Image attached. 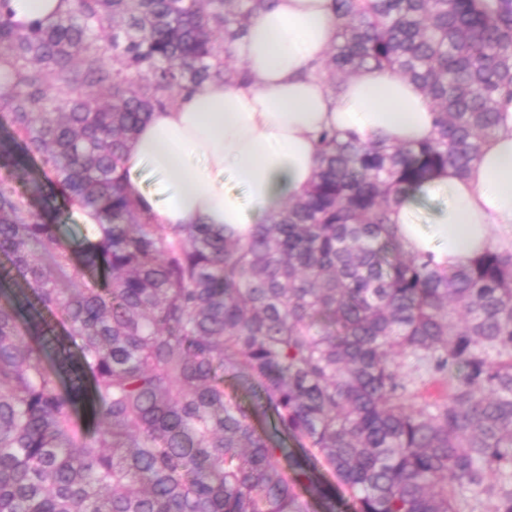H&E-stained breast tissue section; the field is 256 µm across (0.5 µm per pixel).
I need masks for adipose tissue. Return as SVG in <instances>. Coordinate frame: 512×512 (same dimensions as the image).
Wrapping results in <instances>:
<instances>
[{
	"mask_svg": "<svg viewBox=\"0 0 512 512\" xmlns=\"http://www.w3.org/2000/svg\"><path fill=\"white\" fill-rule=\"evenodd\" d=\"M70 0H0V13L30 27L64 15ZM337 40L330 0H277L234 46L251 82L185 90L155 109L129 143L130 193L157 224H220L246 235L291 198L318 166L319 135L382 137L409 144L433 137L434 114L421 87L392 73L365 72L332 88L321 66ZM480 160L466 176L437 174L426 189L448 203L423 226L415 201L391 214L404 247L434 263H467L493 246H512V100ZM155 182L145 187L141 172Z\"/></svg>",
	"mask_w": 512,
	"mask_h": 512,
	"instance_id": "obj_1",
	"label": "adipose tissue"
}]
</instances>
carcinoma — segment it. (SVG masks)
Instances as JSON below:
<instances>
[{"instance_id": "1", "label": "carcinoma", "mask_w": 512, "mask_h": 512, "mask_svg": "<svg viewBox=\"0 0 512 512\" xmlns=\"http://www.w3.org/2000/svg\"><path fill=\"white\" fill-rule=\"evenodd\" d=\"M271 2L0 15V512H306L299 489L336 512L311 457L348 512H469L477 493L512 512V247L439 268L390 220L479 161L512 97V0H332L324 77L419 84L434 138L322 132L310 188L245 240L151 223L127 144L181 91L246 82L232 47ZM76 205L100 223L74 238Z\"/></svg>"}]
</instances>
